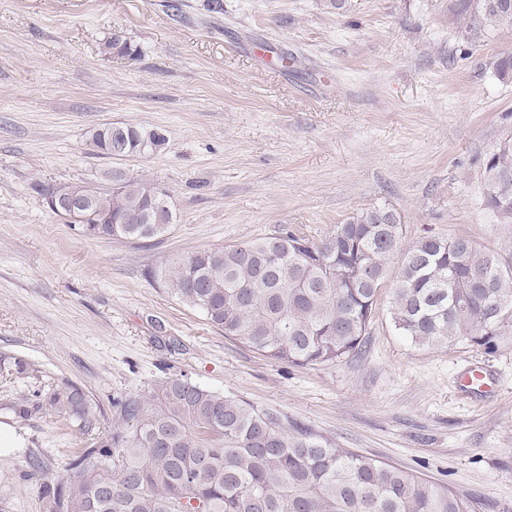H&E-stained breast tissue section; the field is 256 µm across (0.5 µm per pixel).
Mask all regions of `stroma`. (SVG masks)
I'll use <instances>...</instances> for the list:
<instances>
[{
    "instance_id": "stroma-1",
    "label": "stroma",
    "mask_w": 512,
    "mask_h": 512,
    "mask_svg": "<svg viewBox=\"0 0 512 512\" xmlns=\"http://www.w3.org/2000/svg\"><path fill=\"white\" fill-rule=\"evenodd\" d=\"M0 0V512H43L41 488L91 447L43 404L72 383L112 401L183 374L338 447L512 512V336L491 353L414 344L381 288L361 353L289 366L234 339L150 272L175 254L281 230L324 237L360 211L512 259V224L483 204L485 155L512 135V28L468 37L460 0ZM121 34L136 58L105 44ZM287 64H280V54ZM166 144L113 158L93 130ZM120 170L166 189L163 236L88 238L34 184L112 189ZM34 365L20 375L14 360ZM488 390L462 384L466 370ZM27 408L28 417L18 415ZM51 460L30 474L29 456ZM123 129L121 140L123 142V155L149 154L163 146L166 138L155 130H146L131 125H117Z\"/></svg>"
}]
</instances>
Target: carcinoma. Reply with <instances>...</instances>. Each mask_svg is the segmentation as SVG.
<instances>
[{"label":"carcinoma","instance_id":"obj_1","mask_svg":"<svg viewBox=\"0 0 512 512\" xmlns=\"http://www.w3.org/2000/svg\"><path fill=\"white\" fill-rule=\"evenodd\" d=\"M466 29L478 39L512 26V0H463ZM107 49L135 57L116 35ZM123 155L149 154L166 138L122 125ZM112 127L89 144L111 154ZM484 206L512 224V136L483 161ZM112 191L82 184L39 186L71 195L91 193L87 237L144 242L174 221L167 191L121 170ZM401 215L374 206L331 234L312 240L299 230L239 245L171 257L151 272L181 303L199 310L224 335L265 357L303 367L361 351L387 260L401 248ZM392 319L414 343L464 341L487 352L512 332V261L467 237L430 231L404 253L392 280ZM46 405L82 434L104 417L74 384ZM112 429L82 448L65 473L43 486L45 512H475L471 500L414 473L337 448L280 414L208 390L186 375L149 393L112 401Z\"/></svg>","mask_w":512,"mask_h":512}]
</instances>
